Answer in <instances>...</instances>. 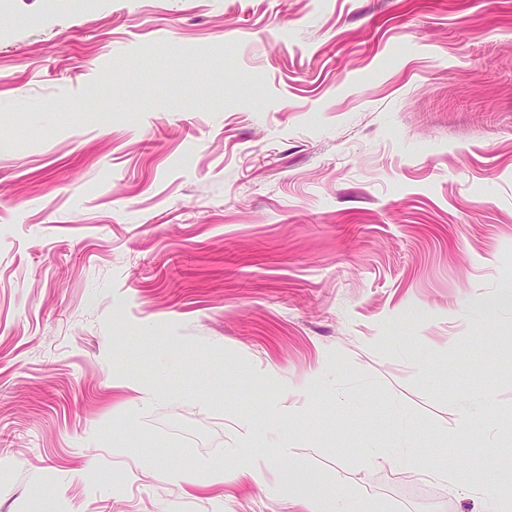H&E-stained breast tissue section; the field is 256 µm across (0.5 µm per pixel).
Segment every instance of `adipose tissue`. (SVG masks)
Returning <instances> with one entry per match:
<instances>
[{
	"label": "adipose tissue",
	"instance_id": "ef3b65f1",
	"mask_svg": "<svg viewBox=\"0 0 512 512\" xmlns=\"http://www.w3.org/2000/svg\"><path fill=\"white\" fill-rule=\"evenodd\" d=\"M245 433L237 447L228 454L234 462L232 475L235 480L261 483L263 471L259 463L257 444L266 433L260 423H245ZM418 430L408 423H400L393 434V447L373 449L372 455L379 463H398L406 471L416 475H427L447 482L450 489L460 490L481 498L487 503V512H512V478L505 473L512 463L504 460L498 449L486 445L478 457L482 470L491 479L490 484H478L470 480L468 468L464 465L442 466L424 463L414 449L405 445L407 439L416 437ZM275 498L288 501L301 508L302 512H345V500L339 492L331 491L323 495L305 491V477L297 467L283 471L279 483L273 488Z\"/></svg>",
	"mask_w": 512,
	"mask_h": 512
}]
</instances>
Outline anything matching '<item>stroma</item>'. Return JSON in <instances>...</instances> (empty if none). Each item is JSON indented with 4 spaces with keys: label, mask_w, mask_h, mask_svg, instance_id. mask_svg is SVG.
<instances>
[{
    "label": "stroma",
    "mask_w": 512,
    "mask_h": 512,
    "mask_svg": "<svg viewBox=\"0 0 512 512\" xmlns=\"http://www.w3.org/2000/svg\"><path fill=\"white\" fill-rule=\"evenodd\" d=\"M484 390L511 454L512 0H0V512H291L168 479L273 407L312 492L484 512L371 456Z\"/></svg>",
    "instance_id": "1"
}]
</instances>
